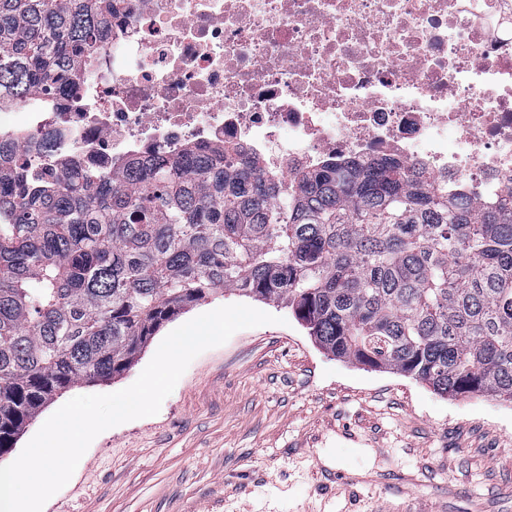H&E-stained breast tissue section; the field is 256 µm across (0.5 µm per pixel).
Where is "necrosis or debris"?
I'll return each instance as SVG.
<instances>
[{"instance_id": "1", "label": "necrosis or debris", "mask_w": 512, "mask_h": 512, "mask_svg": "<svg viewBox=\"0 0 512 512\" xmlns=\"http://www.w3.org/2000/svg\"><path fill=\"white\" fill-rule=\"evenodd\" d=\"M0 107L42 176L236 145L269 176L392 155L512 192V0H114L72 87Z\"/></svg>"}]
</instances>
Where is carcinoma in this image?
Masks as SVG:
<instances>
[{
  "instance_id": "1",
  "label": "carcinoma",
  "mask_w": 512,
  "mask_h": 512,
  "mask_svg": "<svg viewBox=\"0 0 512 512\" xmlns=\"http://www.w3.org/2000/svg\"><path fill=\"white\" fill-rule=\"evenodd\" d=\"M111 20L112 0H0V102L72 83ZM292 182L236 147L0 178V457L220 290L287 305L339 360L512 402V193L477 210L389 156Z\"/></svg>"
}]
</instances>
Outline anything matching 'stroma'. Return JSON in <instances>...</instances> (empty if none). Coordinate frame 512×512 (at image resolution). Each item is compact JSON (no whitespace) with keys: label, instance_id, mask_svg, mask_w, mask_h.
Instances as JSON below:
<instances>
[{"label":"stroma","instance_id":"obj_1","mask_svg":"<svg viewBox=\"0 0 512 512\" xmlns=\"http://www.w3.org/2000/svg\"><path fill=\"white\" fill-rule=\"evenodd\" d=\"M241 301L200 302L126 372L56 395L0 465L67 401L127 388L171 331ZM258 308L278 323L202 352L156 415L100 433L42 512H512V403L337 360L288 308ZM321 468L359 482L322 485Z\"/></svg>","mask_w":512,"mask_h":512}]
</instances>
